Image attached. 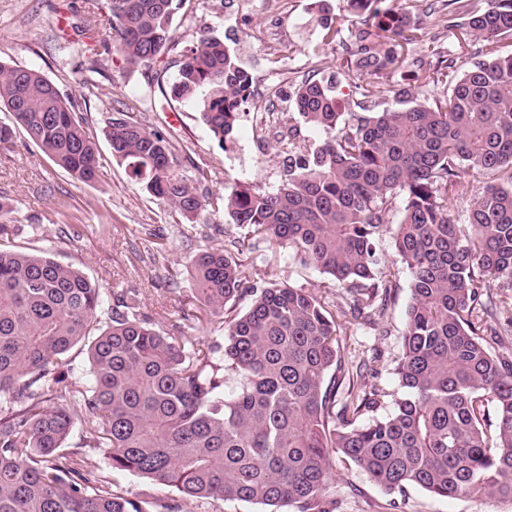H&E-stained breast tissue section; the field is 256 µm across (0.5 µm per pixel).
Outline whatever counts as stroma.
<instances>
[{"label": "stroma", "mask_w": 512, "mask_h": 512, "mask_svg": "<svg viewBox=\"0 0 512 512\" xmlns=\"http://www.w3.org/2000/svg\"><path fill=\"white\" fill-rule=\"evenodd\" d=\"M69 1L0 0V62L37 67L62 93L77 97L99 151L97 177L87 184L77 181L55 167L23 134H16L9 147L0 148V201L9 205L0 222L13 226L14 242L20 248L47 251L106 290L137 292L142 312L165 328L178 321L181 309L188 305L189 257L209 246L227 245L241 231L226 215L206 213L197 237L182 238L181 216L148 195L124 164L113 158L102 133L106 119L120 108L165 132L184 172L198 166L209 169L211 178L205 186L209 192L242 184L276 185L282 168L278 133L243 119L236 141L224 148L192 105L156 94L158 82L175 79L179 48L132 72L112 64L94 82H86L78 58L54 50L57 12ZM431 2L417 0L414 13L422 35L408 53V65L393 77L394 83L414 85L419 99L429 101L446 96L450 88L424 84L419 72L436 66L441 57L458 48L454 34L431 15ZM172 26L181 45L203 34L223 38L251 72L261 101L276 111H287L299 84L308 77H337L342 112L356 111L364 100L363 88L369 80L346 64L361 19L347 11L344 0H326L321 12L312 9L311 0H186L176 10ZM329 27L337 29L336 39L326 37ZM386 269L399 289L384 326L363 318L352 321L342 341V354L353 367L380 352L376 371L367 375L366 382L391 396L399 389L394 367L410 290L405 268L395 254H388ZM95 455L114 491L166 499L163 486L112 472L103 450ZM333 469L335 512H391L389 495L363 471L338 456ZM402 512H512V503L442 498L410 487Z\"/></svg>", "instance_id": "stroma-1"}]
</instances>
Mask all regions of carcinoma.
Wrapping results in <instances>:
<instances>
[{"label": "carcinoma", "instance_id": "cac0c4a2", "mask_svg": "<svg viewBox=\"0 0 512 512\" xmlns=\"http://www.w3.org/2000/svg\"><path fill=\"white\" fill-rule=\"evenodd\" d=\"M349 2L387 33L360 30L350 63L396 107L350 123L336 82L304 81L292 109L275 113L288 131L277 186L204 195L210 171L184 173L162 131L120 110L103 128L112 157L181 215L183 238L196 237L206 210L243 229L232 248H205L188 265L192 305L224 326L214 342L191 339L178 322L158 327L135 292H107L45 252L12 248L13 229L0 224V512H150L148 501L104 484L92 457L66 448L77 424L112 470L165 487L173 501L328 512L340 454L393 509L409 486L512 502V360L486 340L497 314L489 289L512 281V56L475 59L460 74L448 57L423 79L448 84L450 94L421 102L411 87L389 83L407 58L397 48L417 43L412 0ZM178 3L108 0L109 39L78 25L69 3L59 37L91 73L117 56L129 69L148 66L176 44ZM433 12L450 32L512 36V0H448ZM181 57L171 91L160 84L159 92L195 105L224 147L250 73L214 35ZM0 106L12 116L0 124L1 146L19 128L55 166L95 180L98 149L76 98L33 67L0 63ZM300 120L324 134L311 152L296 145ZM478 178L482 189L458 224L449 201ZM387 237L411 292L395 366L401 395L364 422L380 394L346 365L345 323L323 291L345 289L342 316L382 322L397 288L383 271ZM258 242L327 282L315 291L274 272L251 279L239 255ZM88 338L89 379L77 389L63 368Z\"/></svg>", "mask_w": 512, "mask_h": 512}]
</instances>
